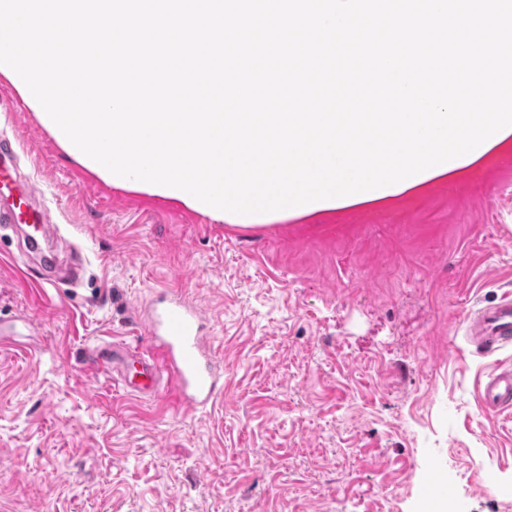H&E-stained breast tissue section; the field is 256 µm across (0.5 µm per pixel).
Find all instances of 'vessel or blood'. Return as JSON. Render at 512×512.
Returning a JSON list of instances; mask_svg holds the SVG:
<instances>
[{
    "mask_svg": "<svg viewBox=\"0 0 512 512\" xmlns=\"http://www.w3.org/2000/svg\"><path fill=\"white\" fill-rule=\"evenodd\" d=\"M32 227L23 253L31 255L41 239L58 233L49 210L40 207L25 186L15 164L11 141L0 139V227ZM149 348L132 353L121 342L101 343L91 349L89 369L115 374L129 395L152 398L168 393L187 410L217 405L224 394V367L210 347L208 318L203 307L180 291H156L140 309ZM468 341L478 350L497 352L512 344V301H503L474 313L466 324ZM482 410L489 415L512 412V366L497 368L479 388Z\"/></svg>",
    "mask_w": 512,
    "mask_h": 512,
    "instance_id": "1",
    "label": "vessel or blood"
}]
</instances>
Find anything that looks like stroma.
Here are the masks:
<instances>
[{
  "label": "stroma",
  "mask_w": 512,
  "mask_h": 512,
  "mask_svg": "<svg viewBox=\"0 0 512 512\" xmlns=\"http://www.w3.org/2000/svg\"><path fill=\"white\" fill-rule=\"evenodd\" d=\"M0 138L81 265L42 289L0 259V512H512V416L478 389L512 348L465 319L512 297V154L388 204L255 224L113 188L0 73ZM180 289L224 366L215 408L135 399L86 368L145 347L137 310ZM452 486L449 510L427 490Z\"/></svg>",
  "instance_id": "1"
}]
</instances>
